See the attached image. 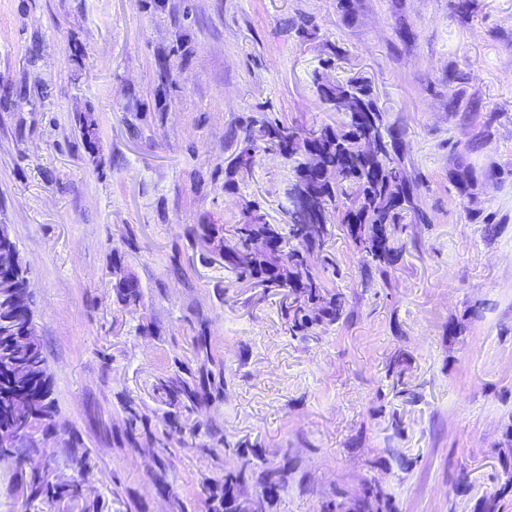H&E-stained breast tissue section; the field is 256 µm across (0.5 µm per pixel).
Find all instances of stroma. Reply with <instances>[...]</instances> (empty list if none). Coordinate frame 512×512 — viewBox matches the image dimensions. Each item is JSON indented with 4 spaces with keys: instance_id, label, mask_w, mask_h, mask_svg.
Listing matches in <instances>:
<instances>
[{
    "instance_id": "obj_1",
    "label": "stroma",
    "mask_w": 512,
    "mask_h": 512,
    "mask_svg": "<svg viewBox=\"0 0 512 512\" xmlns=\"http://www.w3.org/2000/svg\"><path fill=\"white\" fill-rule=\"evenodd\" d=\"M0 0V224L29 267L34 322L60 419L96 465L74 471L63 444L33 456L79 482L68 512H207L198 486L223 456L173 448L169 489L157 451L113 430L122 401L153 425L152 383L191 357L207 323L224 399L207 412L255 471L295 469L267 512H320L336 488L367 481L398 512H478L500 492L512 428V0ZM371 83L404 132L428 221L408 229L390 286L330 225L332 286L349 322L290 336L283 292L240 283L190 230L232 234L243 201L285 223L293 163L263 152L224 185L246 120L305 127L344 116L312 74ZM93 113L95 144L78 114ZM479 182L460 199L459 161ZM498 226L486 236L485 223ZM122 258L143 300H114ZM401 359L416 398L386 370ZM400 418L404 430L394 434ZM467 472L470 486L457 484Z\"/></svg>"
}]
</instances>
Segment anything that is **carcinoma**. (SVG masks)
I'll list each match as a JSON object with an SVG mask.
<instances>
[{"label":"carcinoma","mask_w":512,"mask_h":512,"mask_svg":"<svg viewBox=\"0 0 512 512\" xmlns=\"http://www.w3.org/2000/svg\"><path fill=\"white\" fill-rule=\"evenodd\" d=\"M320 102L330 111H339L346 102L355 111L345 113V120L336 127L304 130L280 119L266 120L259 131L252 122L240 126L237 133L239 152L233 164L225 168L226 183L251 172L259 153L267 148L287 160H296L306 153L311 143L319 145L318 163L331 172L330 178L317 182V193L324 203V220L336 216L347 237L365 260V280L377 276L387 282L403 244L401 236L411 224H424L427 216L420 209V183L409 174L406 147L399 129L388 122L386 112L378 104L372 86L359 78L346 81L330 80L325 73L313 75ZM81 138L92 142L98 127L89 113L76 117ZM373 132L382 142L378 158H369L361 150V141ZM263 140L265 147L257 145ZM461 196H466L474 180L469 166L453 172ZM288 239L295 242L288 267H282L274 244L282 243L279 228L266 222L251 203L245 204L243 221L236 224L232 238L224 237L220 224L196 225L195 237L211 253L224 257V265L236 272L241 280L270 290L287 291L288 306L284 309L288 332L305 338L314 328L347 320L349 301L346 295L328 287L325 253L328 230L325 227L313 235L294 212L286 213ZM10 255L14 265L7 266L14 279V291L6 297L0 294V463L11 462L19 477L16 489L25 503L37 500L60 502L78 501L83 497L78 483L56 485L43 468L23 470L32 456L44 452L39 443L55 439L66 432L58 419L54 405L52 382L40 340L27 345L24 332L26 321L33 320V300L28 286L27 266L12 239L0 240V258ZM112 284L116 302L127 308L140 305L143 293L138 280L123 263ZM193 359L174 358L172 373L157 378L152 384L155 400L167 408L163 429L152 431L148 419L130 404L122 407L119 427L127 439L143 437L158 448L170 452L177 444H185V434L205 431L217 443H224L217 429L208 421L197 418L224 398V363L212 354V342L206 333L192 337ZM232 461L224 467L222 482L203 485L197 492L206 502L222 499L224 509L233 512V504L242 497H253L257 512H265L268 502L279 496L288 485L294 467L285 463L267 467L260 475L262 490L251 495L254 462L246 451L233 450ZM324 512H395L392 496L373 483H364L359 496L351 498L346 490L336 489L333 497L323 504Z\"/></svg>","instance_id":"obj_1"}]
</instances>
